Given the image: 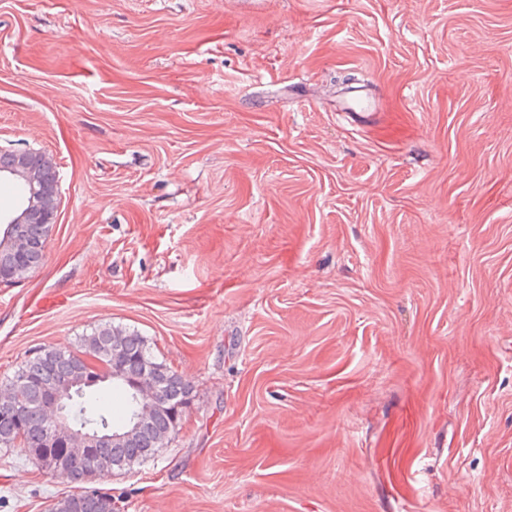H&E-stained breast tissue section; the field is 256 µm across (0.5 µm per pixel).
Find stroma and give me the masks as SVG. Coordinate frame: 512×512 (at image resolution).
Wrapping results in <instances>:
<instances>
[{"mask_svg": "<svg viewBox=\"0 0 512 512\" xmlns=\"http://www.w3.org/2000/svg\"><path fill=\"white\" fill-rule=\"evenodd\" d=\"M1 148L59 212L0 380L109 323L192 387L120 512H512V0H0Z\"/></svg>", "mask_w": 512, "mask_h": 512, "instance_id": "35a3bbf8", "label": "stroma"}]
</instances>
